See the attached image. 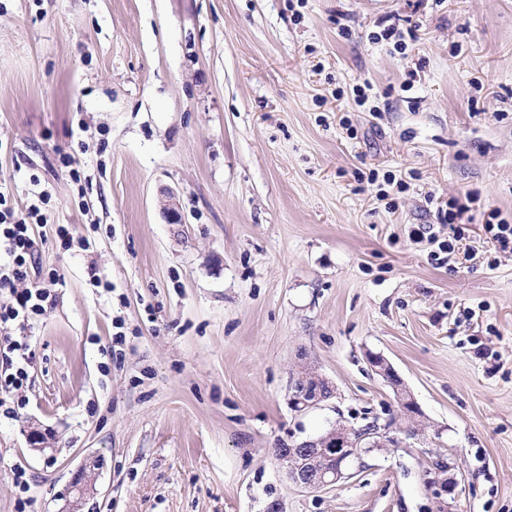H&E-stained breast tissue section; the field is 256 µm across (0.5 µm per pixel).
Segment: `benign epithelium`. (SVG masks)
Returning a JSON list of instances; mask_svg holds the SVG:
<instances>
[{"instance_id": "obj_1", "label": "benign epithelium", "mask_w": 512, "mask_h": 512, "mask_svg": "<svg viewBox=\"0 0 512 512\" xmlns=\"http://www.w3.org/2000/svg\"><path fill=\"white\" fill-rule=\"evenodd\" d=\"M163 212L167 223H183L177 195L170 189L162 190ZM368 361L377 375L388 382L395 394L400 416L408 422L421 416L420 408L406 389L392 365L380 354H368ZM290 405L296 412H306L324 405L336 397L335 387L327 379L307 367L301 368L290 379ZM393 441L387 431L373 425L362 433L338 426L326 434L303 440L279 449V460L285 466L288 478L307 489L334 486L345 478L347 462L378 448H386ZM92 487L88 475L80 472L73 480L71 507L66 512H80L86 493Z\"/></svg>"}]
</instances>
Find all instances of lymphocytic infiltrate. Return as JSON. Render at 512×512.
I'll use <instances>...</instances> for the list:
<instances>
[{
  "mask_svg": "<svg viewBox=\"0 0 512 512\" xmlns=\"http://www.w3.org/2000/svg\"><path fill=\"white\" fill-rule=\"evenodd\" d=\"M43 221L36 207L16 214L0 192V409L9 413L25 405L20 392L34 360L29 339L38 320L53 306L51 288L61 280L59 271L50 268L41 284H27L38 255L34 227Z\"/></svg>",
  "mask_w": 512,
  "mask_h": 512,
  "instance_id": "1",
  "label": "lymphocytic infiltrate"
}]
</instances>
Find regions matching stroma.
I'll use <instances>...</instances> for the list:
<instances>
[{
    "instance_id": "35a3bbf8",
    "label": "stroma",
    "mask_w": 512,
    "mask_h": 512,
    "mask_svg": "<svg viewBox=\"0 0 512 512\" xmlns=\"http://www.w3.org/2000/svg\"><path fill=\"white\" fill-rule=\"evenodd\" d=\"M44 191L30 279L62 280L0 413V512H65L81 469L83 512H512V253L483 229L512 223V0H0V192ZM302 364L336 396L298 414ZM375 420L396 445L336 486L275 456ZM368 361L377 375L388 382L395 394L400 416L409 423L421 416L420 408L392 365L380 354L369 353Z\"/></svg>"
}]
</instances>
